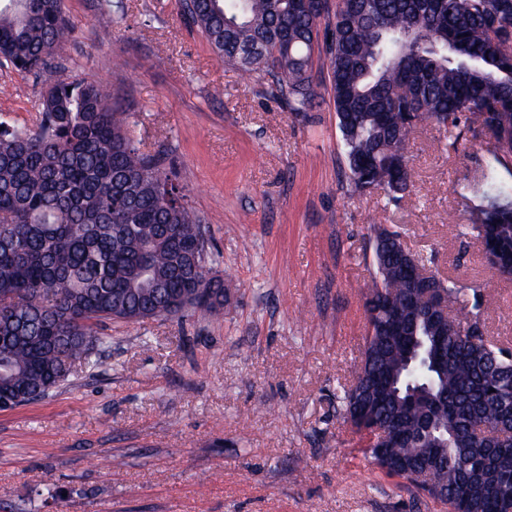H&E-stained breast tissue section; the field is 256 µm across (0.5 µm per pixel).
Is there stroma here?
<instances>
[{"label": "stroma", "mask_w": 512, "mask_h": 512, "mask_svg": "<svg viewBox=\"0 0 512 512\" xmlns=\"http://www.w3.org/2000/svg\"><path fill=\"white\" fill-rule=\"evenodd\" d=\"M63 8L73 35L55 64L125 108L141 150L164 151L233 286L215 316L103 325L96 370L0 411V512H448L365 459L336 396L363 349L381 225L480 287L487 339L512 348V279L459 233L488 136L471 126L448 151L420 130L414 187L385 206L351 189L330 90L289 111L270 76L216 58L179 0ZM41 91L0 66L8 119L35 127Z\"/></svg>", "instance_id": "stroma-1"}]
</instances>
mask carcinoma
<instances>
[{
	"mask_svg": "<svg viewBox=\"0 0 512 512\" xmlns=\"http://www.w3.org/2000/svg\"><path fill=\"white\" fill-rule=\"evenodd\" d=\"M185 22L214 55L269 75L292 112H306L322 83L312 73L325 45L328 81L347 177L360 194L396 205L413 172L409 143L421 113L454 149L472 116L493 138V162L469 198L467 233L512 266V184L498 167L512 158V0H340L317 17L294 0H192ZM72 34L62 0H0V59L41 77ZM36 127L0 115V410L47 395L72 373L98 366V325L172 317L173 288L204 280L202 220L165 154L142 153L127 114L98 85L65 69L44 81ZM377 231L367 289V353L337 396L345 421L369 418L407 437L382 459L408 480L427 469L448 490L465 487L468 512H501L512 496V435L494 459L474 425L494 428L499 401L512 399V351L486 340L480 290L451 278L438 287L461 304L448 312V342L429 325L432 298L404 271L400 232ZM414 317L418 335L391 334L385 304Z\"/></svg>",
	"mask_w": 512,
	"mask_h": 512,
	"instance_id": "cac0c4a2",
	"label": "carcinoma"
}]
</instances>
